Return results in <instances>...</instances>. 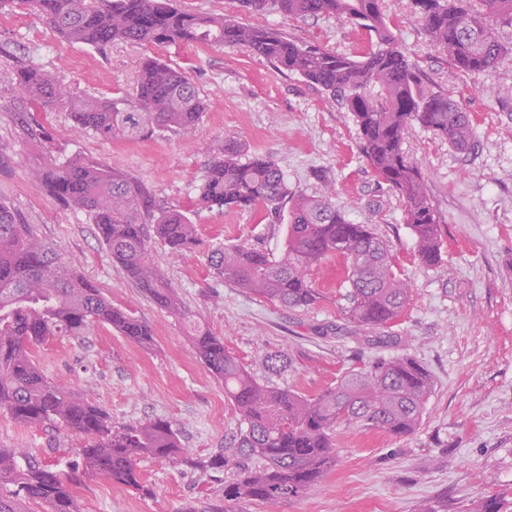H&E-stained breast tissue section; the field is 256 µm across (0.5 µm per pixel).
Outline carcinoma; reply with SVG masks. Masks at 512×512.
Wrapping results in <instances>:
<instances>
[{"label": "carcinoma", "mask_w": 512, "mask_h": 512, "mask_svg": "<svg viewBox=\"0 0 512 512\" xmlns=\"http://www.w3.org/2000/svg\"><path fill=\"white\" fill-rule=\"evenodd\" d=\"M71 43L102 49L116 41L137 45L169 43L210 47L244 46L279 71L296 74L355 117L360 150L376 176L403 203V221L419 258L442 260L434 208L422 173L405 155L408 128L417 123L458 151L470 146V116L443 90L427 86L417 65L387 25L380 0H234L237 7L290 18L336 15L367 30L375 45L355 58L311 43H300L266 26L245 25L222 10L193 12L178 0H22ZM414 17L431 43L458 71L479 73L512 54L496 26H512V0H414ZM16 89L43 108L66 104L80 131L104 139L139 140L196 132L207 111L186 72L156 57L140 61L134 93L119 101L73 98L69 86L34 65L14 70ZM67 207L86 213L98 239L127 279L158 307L183 320L199 360L232 399L245 428L230 446L205 457L182 447L171 421L154 418L116 425L97 404L49 379L33 350L54 336H84L109 326L141 348L155 342L151 326L128 309L112 306L51 244L0 202V413L28 427L50 425L84 438L66 464L53 469L24 448L0 447V512H81L76 489L86 473L143 494L138 463L144 457L183 464L207 476L234 460L236 478L224 497L273 505L315 491L336 467V425L349 422L394 437L418 429L433 390L429 371L397 355L352 371L336 387L308 397L251 375L224 349V340L191 318L175 288L157 272L149 243L158 239L172 251L198 245L196 226L182 210L153 214L145 184L110 163L81 158L50 164L30 174ZM201 209L259 211L286 223L278 256L245 245L217 250L214 274L271 304L307 310L319 299L309 272L331 255L345 262L346 320L357 330L394 323L409 300V287L393 271L389 244L368 225L350 222L325 190L308 196L288 188L271 158L244 153L233 136L224 137L196 188ZM278 375L288 351L266 355Z\"/></svg>", "instance_id": "1"}]
</instances>
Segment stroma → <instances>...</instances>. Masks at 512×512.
Listing matches in <instances>:
<instances>
[{
  "instance_id": "obj_1",
  "label": "stroma",
  "mask_w": 512,
  "mask_h": 512,
  "mask_svg": "<svg viewBox=\"0 0 512 512\" xmlns=\"http://www.w3.org/2000/svg\"><path fill=\"white\" fill-rule=\"evenodd\" d=\"M382 12L427 81L471 116L466 152L417 124L403 144L441 217L442 261L435 266L420 260L402 202L366 163L352 113L300 76L278 71L244 47L116 42L98 50L66 42L25 6L0 10V201L113 306L151 325L155 336L149 349L109 327L49 339L35 350L46 376L99 404L115 422L171 421L183 447L200 457L227 446L242 427L223 382L193 353L181 321L127 282L85 213L60 205L29 179L31 169L49 161L81 158L143 180L154 210L189 212L200 249L179 254L155 242L151 259L186 310L252 374L264 377L265 354L284 347L289 366L276 382L307 396L334 387L378 356L409 355L434 381L413 435L338 424L336 468L312 494L275 505L228 501L224 484L233 466L205 476L145 458L139 472L151 495L90 474L78 489L82 512H185L199 501L223 503L224 512H425L439 498L448 512H478L490 492L512 487V55L467 75L414 22L413 0H382ZM235 17L340 55L359 57L372 46L367 31L337 16L302 20L239 11ZM147 55L187 72L206 101L193 137L104 140L75 129L67 108L29 112L9 79L14 69L31 64L67 82L74 97L118 99L135 86ZM31 114L47 138L25 133L22 124ZM228 134L245 152L272 158L293 190L317 195L331 189L347 219L370 225L388 241L393 270L410 288L403 313L387 330L394 343L358 340L344 321L341 259L327 258L312 271L320 299L304 311L268 303L215 275L211 250L243 244L276 254L285 235L284 225L253 211L193 209L203 168ZM79 443L65 430L29 428L0 415V445L28 449L46 463L70 458Z\"/></svg>"
}]
</instances>
